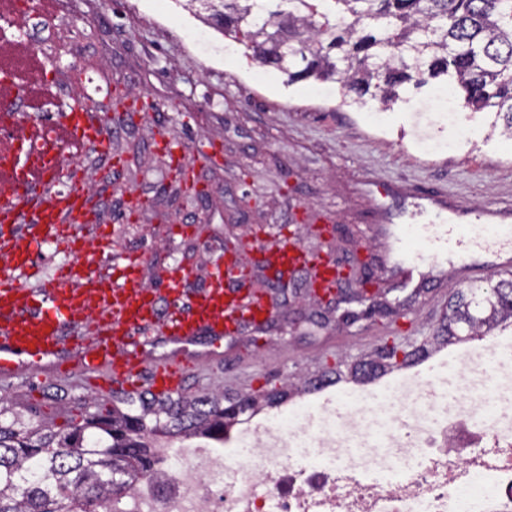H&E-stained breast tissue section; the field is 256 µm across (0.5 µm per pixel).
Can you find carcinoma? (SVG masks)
Wrapping results in <instances>:
<instances>
[{
  "label": "carcinoma",
  "mask_w": 512,
  "mask_h": 512,
  "mask_svg": "<svg viewBox=\"0 0 512 512\" xmlns=\"http://www.w3.org/2000/svg\"><path fill=\"white\" fill-rule=\"evenodd\" d=\"M224 34L252 58L287 76L339 85L346 103L403 100L401 92L441 81L461 91L463 105L484 116L489 134L512 135V0H205ZM512 326V279L486 288L471 285L448 302L433 336L412 349H378L346 364L365 383L377 372L403 367L434 347L487 336ZM290 395L214 390L192 399L127 397L112 411L88 410L68 432L7 417L0 398V512H100L115 489L149 472V451L159 434L210 437L247 413Z\"/></svg>",
  "instance_id": "1"
}]
</instances>
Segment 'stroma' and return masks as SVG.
I'll use <instances>...</instances> for the list:
<instances>
[{
  "mask_svg": "<svg viewBox=\"0 0 512 512\" xmlns=\"http://www.w3.org/2000/svg\"><path fill=\"white\" fill-rule=\"evenodd\" d=\"M54 21L29 15L24 29L42 45V76L55 95L53 114L69 101L83 76L106 92L85 100L90 112L112 119V152L84 150L64 183L92 182L102 163L116 171L98 196L97 233L111 249L146 261V280L172 263L195 267L186 281L198 289L209 260L234 237L277 239L297 224L306 249H321V220L343 226L332 237L340 256L365 241L371 288L394 313L350 322L305 294L298 281L273 326L225 344L212 366L214 385L235 390L248 376L263 395L288 380L319 375L337 363L371 353L388 337L420 343L438 326L444 305L464 282L428 283L411 299L380 266L377 225L390 216L426 223L421 191L446 192L467 210L512 204V140L488 136L481 115L449 110L436 88L409 93L408 102L357 109L342 102L337 84L308 79L287 84L279 71L254 64L236 46V59L220 55L224 34L199 0H55ZM212 40L196 43L192 30ZM131 111L115 122L113 101ZM186 145L201 198L177 191L163 163L162 139ZM148 200L133 220L122 219L128 196ZM254 201L243 208V197ZM172 213V223L162 221ZM205 223H197L198 215ZM12 416L63 431L81 422L86 390L56 378L0 382Z\"/></svg>",
  "mask_w": 512,
  "mask_h": 512,
  "instance_id": "stroma-1",
  "label": "stroma"
}]
</instances>
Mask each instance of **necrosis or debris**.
Segmentation results:
<instances>
[{
    "mask_svg": "<svg viewBox=\"0 0 512 512\" xmlns=\"http://www.w3.org/2000/svg\"><path fill=\"white\" fill-rule=\"evenodd\" d=\"M230 442L159 444L122 512H512V333L321 385Z\"/></svg>",
    "mask_w": 512,
    "mask_h": 512,
    "instance_id": "4bbe7bcc",
    "label": "necrosis or debris"
}]
</instances>
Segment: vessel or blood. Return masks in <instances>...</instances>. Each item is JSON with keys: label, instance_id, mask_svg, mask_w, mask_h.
Returning a JSON list of instances; mask_svg holds the SVG:
<instances>
[{"label": "vessel or blood", "instance_id": "obj_1", "mask_svg": "<svg viewBox=\"0 0 512 512\" xmlns=\"http://www.w3.org/2000/svg\"><path fill=\"white\" fill-rule=\"evenodd\" d=\"M112 141L108 121L89 118L82 98L45 118L0 107V224L15 225L12 251L0 263V381L50 375L106 392L132 381L135 389L178 391L190 363L222 358L225 337L267 324L264 304L243 302L222 268L207 271L200 290L184 291L191 275L180 264L158 268L159 293L141 283L143 267L106 262L89 269L79 260V229L86 224L92 188L50 192L61 175L69 143ZM484 210L476 222L386 224L377 232L391 245L390 264L403 288L419 291L428 272L471 273L482 251L500 274H512V225ZM66 243L54 279H43L36 259Z\"/></svg>", "mask_w": 512, "mask_h": 512}]
</instances>
